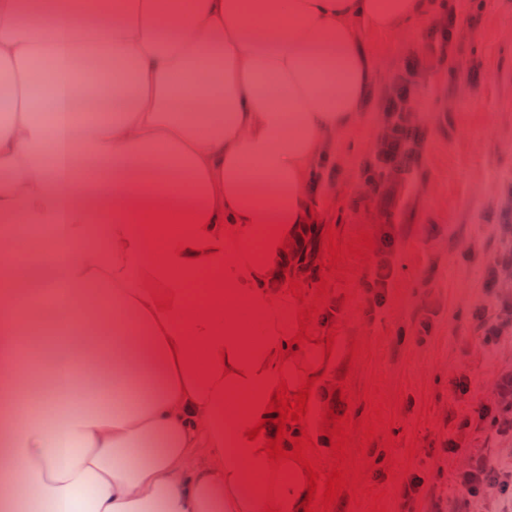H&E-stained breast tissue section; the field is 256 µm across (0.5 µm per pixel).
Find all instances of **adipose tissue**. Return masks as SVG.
<instances>
[{
    "mask_svg": "<svg viewBox=\"0 0 512 512\" xmlns=\"http://www.w3.org/2000/svg\"><path fill=\"white\" fill-rule=\"evenodd\" d=\"M421 0H0V512H264L267 465L245 442L297 361L267 363L298 322L269 299L290 264L235 262L298 236L329 137L368 86L358 25L399 27ZM130 61L115 94L73 60ZM103 120L88 123L87 113ZM151 224H179L155 246ZM44 225L52 238L30 236ZM226 266L245 307L184 288ZM61 299L42 302L48 287ZM170 298L160 311L157 300ZM191 320L196 338L181 340ZM61 338L18 361L47 324Z\"/></svg>",
    "mask_w": 512,
    "mask_h": 512,
    "instance_id": "1",
    "label": "adipose tissue"
}]
</instances>
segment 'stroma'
<instances>
[{"label": "stroma", "mask_w": 512, "mask_h": 512, "mask_svg": "<svg viewBox=\"0 0 512 512\" xmlns=\"http://www.w3.org/2000/svg\"><path fill=\"white\" fill-rule=\"evenodd\" d=\"M464 18L455 37V64L430 63L419 70L412 102L426 128L427 142L413 189L383 214L362 168L381 128L386 98L406 73L413 55L422 53L436 29L440 2ZM426 14L402 30L360 24L370 65L369 94L358 121L337 132L327 145L332 180L314 190L319 230L359 229L373 236L374 262L387 261L392 275L381 304L370 301L373 270L361 269L356 282H332L331 297L318 326L338 325L329 368L337 374L352 337L371 340V361L357 377L385 375L391 389H403V427L393 428L397 446L372 449L377 468L371 480L385 492L387 512H427L419 499L406 502L401 482L388 481L382 465L392 460L403 473L404 450L415 445L409 469L437 478L443 495L456 492L454 465L439 448L454 433L453 417L492 398L498 370L512 367V348L483 349L468 312L485 303L484 266L501 244L499 223L512 209V0H427ZM428 335H420L421 323ZM471 380L470 393L457 398L452 382ZM426 426H418V415Z\"/></svg>", "instance_id": "stroma-1"}]
</instances>
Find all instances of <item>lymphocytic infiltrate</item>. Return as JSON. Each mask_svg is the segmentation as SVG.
Returning a JSON list of instances; mask_svg holds the SVG:
<instances>
[{
    "label": "lymphocytic infiltrate",
    "mask_w": 512,
    "mask_h": 512,
    "mask_svg": "<svg viewBox=\"0 0 512 512\" xmlns=\"http://www.w3.org/2000/svg\"><path fill=\"white\" fill-rule=\"evenodd\" d=\"M408 85L399 86L389 99L390 122L383 126L373 151L385 153L390 141H406L412 116L409 112ZM512 276V244H506L492 263L485 268L484 291L486 305L473 308L470 322L483 346L496 350L512 343V288L506 279ZM483 429L494 439L512 435V370H502L494 386V400L480 404L456 424V436L448 438L445 455L455 462L452 480L457 492L452 498L443 497L437 483H426L418 474L405 480L402 495L407 501L425 497L429 512H472L473 503L491 501L494 512H512V469L503 466L497 448H466L460 434Z\"/></svg>",
    "instance_id": "f902f5d3"
}]
</instances>
